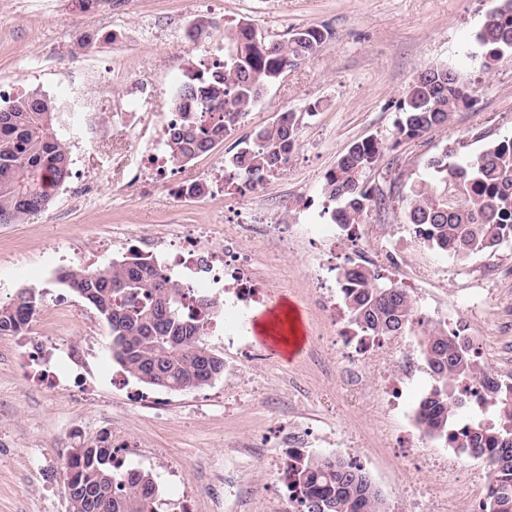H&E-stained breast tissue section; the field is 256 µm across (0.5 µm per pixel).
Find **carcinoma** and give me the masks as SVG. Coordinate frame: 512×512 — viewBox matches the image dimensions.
Here are the masks:
<instances>
[{
    "label": "carcinoma",
    "mask_w": 512,
    "mask_h": 512,
    "mask_svg": "<svg viewBox=\"0 0 512 512\" xmlns=\"http://www.w3.org/2000/svg\"><path fill=\"white\" fill-rule=\"evenodd\" d=\"M330 32L297 28L284 40H269L248 20L224 22V60L189 77L173 102L178 120L168 130L169 161L180 167L207 155L224 142L247 110L288 69L315 54ZM485 65L512 56V0L488 12L476 35ZM476 90L446 68L421 71L399 105L397 140H415L445 126L461 107L475 103ZM65 106L31 94L0 108V224H22L46 211L70 177V154L60 124ZM297 113L287 110L254 132L229 159L245 184L263 182L293 151ZM381 156V144H353L325 176L322 190L340 202L336 224L354 225L390 198L363 185L362 175ZM443 151L430 161L431 184L411 186L399 198L407 223L423 243L463 260L512 242V136L486 144L464 163ZM59 281L91 304L111 336L112 358L140 382L187 392L210 385L200 372L207 323L223 310L216 298L186 300L184 288L161 277L149 258L126 257L107 267L71 266ZM342 294L352 330L373 339L403 336L420 325L409 292L361 264L349 261L341 274ZM40 310L30 288L0 306V336H21ZM421 345L434 385L421 401L417 423L424 434L445 440L463 454L477 448L490 468V493L483 512H512V384L486 372L468 340L457 330L431 327ZM478 382L481 408L463 423L467 389ZM69 512H156L159 487L146 471L115 463L108 439L72 448L64 463ZM289 498L297 512H384L383 499L370 476L354 462L339 458L296 457L288 467Z\"/></svg>",
    "instance_id": "obj_1"
}]
</instances>
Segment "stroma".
Masks as SVG:
<instances>
[{"label":"stroma","instance_id":"1","mask_svg":"<svg viewBox=\"0 0 512 512\" xmlns=\"http://www.w3.org/2000/svg\"><path fill=\"white\" fill-rule=\"evenodd\" d=\"M499 0H0V88L8 99L32 93L58 98L74 73L96 87L100 112H121L127 95H152L172 111L169 82L175 68L189 69L198 52L167 40L195 19L250 20L264 36L281 40L305 27L328 29L329 38L310 59L288 70L241 119L222 146L149 186L128 181L141 146L121 123L104 128L98 142L69 140L71 177L53 205L22 224H0V305L17 291L37 293L40 314L23 336H0V512H69L62 465L73 446L99 437H131L129 465L151 473L159 486L158 512H292L282 480L255 492L251 475L286 456L276 444L254 447L256 437L294 421L336 434H351L359 457L395 512L416 479L397 440L407 431L433 381L421 372L402 384L399 408L386 412L385 391L355 384L343 374L334 340L337 326L315 307L311 277L318 264L340 262L357 248L371 251L375 224H395L410 240L417 271L392 281L413 286L415 274L431 288L419 302L433 325L468 327L482 364L493 374L512 365V242L495 252L461 260L416 242L401 204L370 210L363 223L338 228L335 238L311 236L284 250L267 266L271 294L253 304L259 319L284 302L296 309L305 340L293 357L273 355L257 331L246 340L260 355L246 364L243 381L218 378L202 389L169 394L170 410L141 402L158 388L123 372L109 352L108 328L97 311L59 282V266L95 270L111 256L83 251L91 239L130 243L142 225L173 237L189 224H225L251 204L292 224H327L337 202L322 192L324 176L356 142L378 140L382 155L366 170V187L407 193L432 179L429 161L453 148L465 161L496 139L512 136V58L484 66L476 33ZM92 35V48L79 39ZM447 68L477 89L474 106L454 112L447 126L395 144L397 101L424 69ZM297 112L295 148L287 167L247 191L225 185L202 200L176 195L178 178L207 174L227 160L236 144L280 112ZM95 353L67 369L55 347ZM45 356L31 357L33 344Z\"/></svg>","mask_w":512,"mask_h":512}]
</instances>
